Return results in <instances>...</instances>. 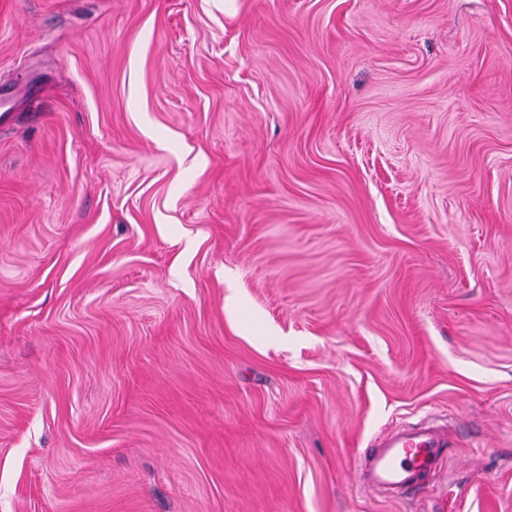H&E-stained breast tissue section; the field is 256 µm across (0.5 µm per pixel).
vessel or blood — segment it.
<instances>
[{"label":"vessel or blood","instance_id":"1","mask_svg":"<svg viewBox=\"0 0 512 512\" xmlns=\"http://www.w3.org/2000/svg\"><path fill=\"white\" fill-rule=\"evenodd\" d=\"M448 444L445 431L431 424L406 427L387 435L366 460L364 486L412 491L436 471Z\"/></svg>","mask_w":512,"mask_h":512}]
</instances>
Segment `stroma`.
I'll return each instance as SVG.
<instances>
[{
	"label": "stroma",
	"instance_id": "obj_1",
	"mask_svg": "<svg viewBox=\"0 0 512 512\" xmlns=\"http://www.w3.org/2000/svg\"><path fill=\"white\" fill-rule=\"evenodd\" d=\"M0 512H512V0H0ZM446 446L445 431L431 424L422 423L393 432L366 460L361 472L362 484L374 490H415L436 471Z\"/></svg>",
	"mask_w": 512,
	"mask_h": 512
}]
</instances>
